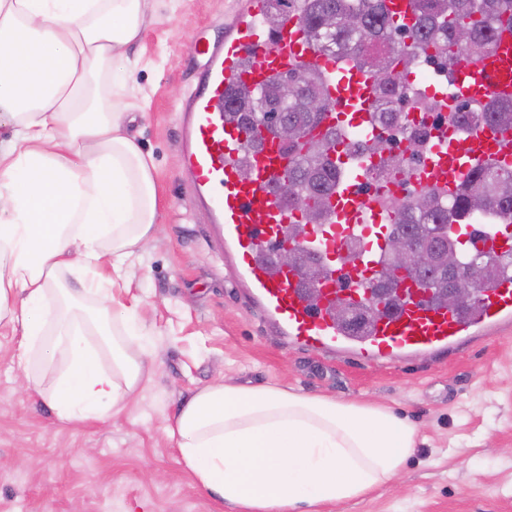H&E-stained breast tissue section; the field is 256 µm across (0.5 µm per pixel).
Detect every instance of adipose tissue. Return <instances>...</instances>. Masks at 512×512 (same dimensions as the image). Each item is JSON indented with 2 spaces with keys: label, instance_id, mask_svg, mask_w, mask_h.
<instances>
[{
  "label": "adipose tissue",
  "instance_id": "ef3b65f1",
  "mask_svg": "<svg viewBox=\"0 0 512 512\" xmlns=\"http://www.w3.org/2000/svg\"><path fill=\"white\" fill-rule=\"evenodd\" d=\"M148 0H0V327L63 423L114 415L151 356L141 300L114 294L159 219L156 166L109 91ZM58 371L43 390L46 371ZM202 489L241 512H319L389 487L419 432L376 403L227 379L164 426Z\"/></svg>",
  "mask_w": 512,
  "mask_h": 512
}]
</instances>
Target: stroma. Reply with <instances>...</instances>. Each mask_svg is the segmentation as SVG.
<instances>
[{
    "label": "stroma",
    "instance_id": "obj_1",
    "mask_svg": "<svg viewBox=\"0 0 512 512\" xmlns=\"http://www.w3.org/2000/svg\"><path fill=\"white\" fill-rule=\"evenodd\" d=\"M239 3L149 4L120 96L156 163L160 222L127 268L153 364L112 418L61 423L21 382L19 334L0 329V512H237L194 483L163 430L179 401L227 376L378 402L417 427L416 453L390 489L321 512H512V325L384 364L298 348L267 322L211 235L210 210L178 149L204 65L192 46L222 43Z\"/></svg>",
    "mask_w": 512,
    "mask_h": 512
}]
</instances>
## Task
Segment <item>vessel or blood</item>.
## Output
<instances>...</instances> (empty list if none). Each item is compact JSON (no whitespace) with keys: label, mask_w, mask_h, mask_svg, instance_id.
Wrapping results in <instances>:
<instances>
[{"label":"vessel or blood","mask_w":512,"mask_h":512,"mask_svg":"<svg viewBox=\"0 0 512 512\" xmlns=\"http://www.w3.org/2000/svg\"><path fill=\"white\" fill-rule=\"evenodd\" d=\"M265 9L266 0H246L222 48L194 45V53L206 62L202 84L188 103L181 163L199 191L210 197L216 213L213 231L233 254L236 275L251 288L267 316L291 345L354 354L370 362L444 351L511 322V275L480 292L478 308L467 314L426 302L420 289L409 288L400 309L375 319L367 334H350L336 321L337 300L362 296L388 251L383 227L369 238L357 260H349L336 244L344 236H366L363 216L382 210L378 196L356 193L355 184L365 178L368 166L355 163L347 150L353 130L367 132L375 127L371 81L356 66L339 65L310 47L298 17H291L276 33H266ZM299 63L316 65L322 72L332 107L314 133L334 135L337 146L338 180L325 221L309 225L303 241L306 249L326 258L324 299L317 306L307 301L297 276L272 271L258 259L261 248L276 243L282 227L291 221L287 208L270 189L288 159L274 138L262 136L249 156L251 176L242 178L239 157L248 134L224 113L229 90L258 88ZM459 80L470 100L512 99V31H500L478 61L462 66ZM488 162L512 170V130L457 129L447 148L436 150L426 184L447 193L449 186L460 185L472 169ZM481 233L485 246L500 253L512 251L511 219L482 225Z\"/></svg>","instance_id":"1"}]
</instances>
